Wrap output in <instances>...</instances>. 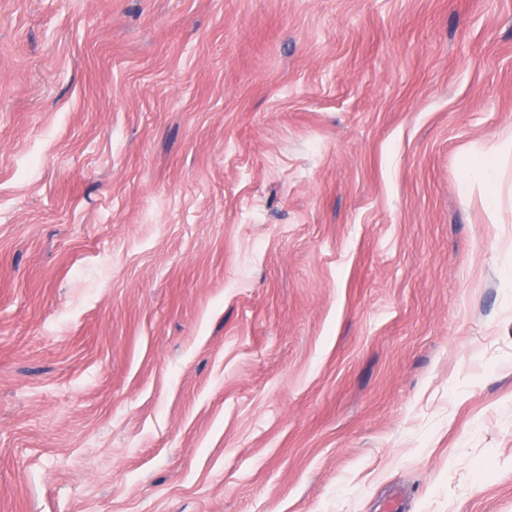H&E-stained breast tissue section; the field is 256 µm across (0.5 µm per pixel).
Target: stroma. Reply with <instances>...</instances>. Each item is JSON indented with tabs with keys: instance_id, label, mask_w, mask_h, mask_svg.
Listing matches in <instances>:
<instances>
[{
	"instance_id": "stroma-1",
	"label": "stroma",
	"mask_w": 512,
	"mask_h": 512,
	"mask_svg": "<svg viewBox=\"0 0 512 512\" xmlns=\"http://www.w3.org/2000/svg\"><path fill=\"white\" fill-rule=\"evenodd\" d=\"M512 0H0V512H512Z\"/></svg>"
}]
</instances>
